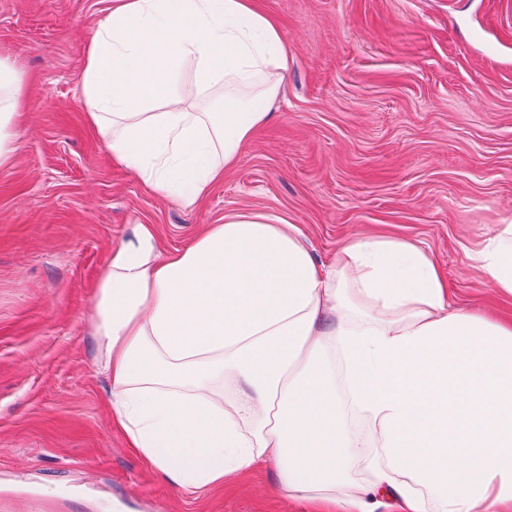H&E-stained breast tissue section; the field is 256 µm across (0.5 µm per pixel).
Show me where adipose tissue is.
<instances>
[{"mask_svg": "<svg viewBox=\"0 0 512 512\" xmlns=\"http://www.w3.org/2000/svg\"><path fill=\"white\" fill-rule=\"evenodd\" d=\"M288 49L258 0H111L85 54L86 121L154 193L193 202L267 117ZM220 99V112L187 103ZM21 71L0 57V169ZM512 297V224L475 250ZM95 362L113 421L171 484L272 467L337 512L512 503V318L455 308L415 244L369 236L318 264L296 225L234 213L163 255L133 225L100 275Z\"/></svg>", "mask_w": 512, "mask_h": 512, "instance_id": "adipose-tissue-1", "label": "adipose tissue"}]
</instances>
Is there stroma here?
<instances>
[{"mask_svg": "<svg viewBox=\"0 0 512 512\" xmlns=\"http://www.w3.org/2000/svg\"><path fill=\"white\" fill-rule=\"evenodd\" d=\"M109 0H0L25 80L0 170V512H318L272 469L188 491L112 424L94 360L98 280L131 225L163 253L232 212L297 224L332 262L349 240L415 243L456 306L512 315L470 256L512 222V0H264L290 65L223 182L184 206L89 129L81 75Z\"/></svg>", "mask_w": 512, "mask_h": 512, "instance_id": "stroma-1", "label": "stroma"}]
</instances>
